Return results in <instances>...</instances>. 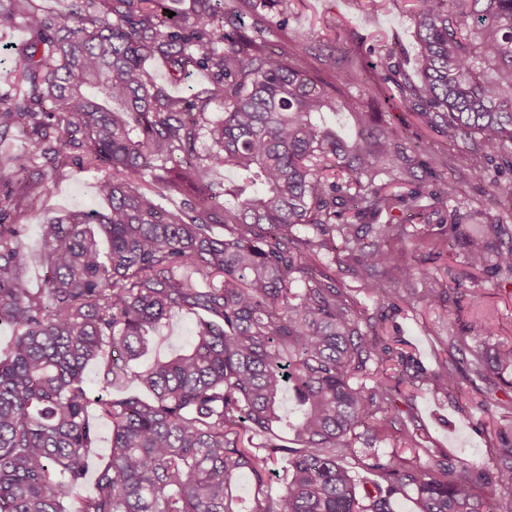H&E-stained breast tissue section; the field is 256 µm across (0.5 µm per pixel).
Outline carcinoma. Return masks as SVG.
Returning a JSON list of instances; mask_svg holds the SVG:
<instances>
[{"label":"carcinoma","instance_id":"obj_1","mask_svg":"<svg viewBox=\"0 0 512 512\" xmlns=\"http://www.w3.org/2000/svg\"><path fill=\"white\" fill-rule=\"evenodd\" d=\"M244 2L283 27L295 0ZM410 2V96L456 147L435 165L469 168L494 198L489 164L512 171V0ZM18 24L31 39L13 56L0 142L17 129L35 154L0 163V328L13 330L0 357V512H69L97 441L82 378L95 360L111 440L77 512H236L245 474L250 512H391L409 493L417 512H512L505 438L492 473L424 470L394 451L363 462L381 482L359 488L348 467L358 428L419 441L394 406L403 379L384 367L388 316L360 313L341 287L350 275L398 311L413 300L445 311L458 288L431 281L412 299L394 285L419 271L420 249H460L474 284L512 279L504 218L463 223L447 181L423 189L422 164L379 113L357 108L342 136L324 119L338 109L328 83L271 51V29L242 25L235 0H193L172 18L164 0H72L65 15L0 0V30ZM155 55L172 78L201 68L208 83L169 95L145 67ZM343 65L362 81L363 57ZM71 165L100 172L109 208L40 225L47 275L32 288L20 220ZM225 166L236 178L221 184ZM179 313L198 316L192 343L135 369ZM474 327L485 340L470 374L512 390V346L492 317ZM458 373L443 362L424 377L450 394Z\"/></svg>","mask_w":512,"mask_h":512}]
</instances>
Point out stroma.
Instances as JSON below:
<instances>
[{"label":"stroma","instance_id":"stroma-1","mask_svg":"<svg viewBox=\"0 0 512 512\" xmlns=\"http://www.w3.org/2000/svg\"><path fill=\"white\" fill-rule=\"evenodd\" d=\"M406 0H299L285 28H273L269 47L286 53L289 62L328 83L335 74L324 70L313 56L293 53V41L303 32H312L315 44L334 46L337 56L365 55L376 71L403 80L412 74V58L416 50L414 27L407 13ZM346 97L363 101L382 115L389 129L409 141H423L425 161L448 154L446 138L428 127L398 90L383 92L353 83L341 84ZM436 177L446 179L449 195L464 202L474 224H489L502 214L504 202L490 200L483 183L472 180L468 170L451 172L436 169ZM96 172L64 169L57 176L52 193L25 218L24 245L33 258L29 276L33 287H42L45 271L37 260L40 251V226L47 220L75 210H105L106 201L97 195ZM480 313L492 314L498 326V338L512 344V280L499 279L497 284L482 288L466 287L459 304L445 311L426 308L403 310L395 315L397 332L391 346L394 352L411 355L423 370L435 368L438 362L449 367L461 366V350L475 348L479 342L472 323ZM456 329L462 341L461 350L448 347V331ZM474 382L461 379L460 389L444 394L427 383L404 385L398 407L409 408L424 438V445L443 449L449 464L466 463L476 471L489 472L501 465V434L512 433V396L497 393L493 405L480 406Z\"/></svg>","mask_w":512,"mask_h":512}]
</instances>
